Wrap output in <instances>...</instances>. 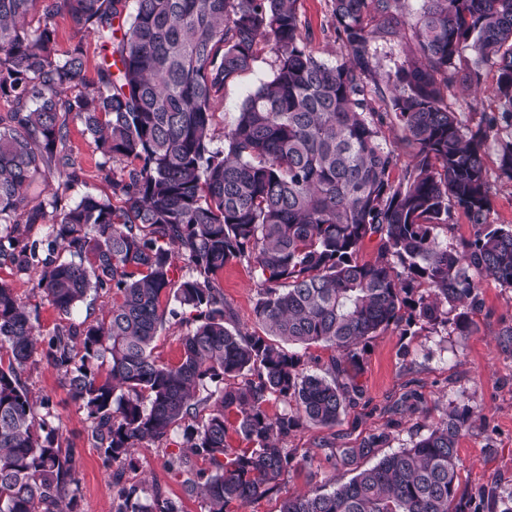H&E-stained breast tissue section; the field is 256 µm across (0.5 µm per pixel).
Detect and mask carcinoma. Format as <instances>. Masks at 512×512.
I'll use <instances>...</instances> for the list:
<instances>
[{
  "label": "carcinoma",
  "mask_w": 512,
  "mask_h": 512,
  "mask_svg": "<svg viewBox=\"0 0 512 512\" xmlns=\"http://www.w3.org/2000/svg\"><path fill=\"white\" fill-rule=\"evenodd\" d=\"M297 3L0 0V268L64 317L42 333L0 282V512H78L81 449L22 380L39 363L86 412L114 512H184L124 480L139 449L164 444L185 497L226 512L279 486L295 464L288 436L335 426L360 398V345L419 322L467 336L482 281L512 289V226L491 220L485 166L493 146L512 181V0H331L333 62L310 48ZM372 14L388 36L411 32L383 87ZM61 15L103 53L90 91L82 46L59 47ZM262 42L272 75L215 148L224 89ZM486 68L498 110L473 130L450 97L480 89ZM76 119L110 198L68 203L85 176ZM456 211L474 233L450 247ZM372 237L378 256L361 263ZM234 262L257 274L261 334L232 324L222 280ZM100 296L112 297L105 315L75 316ZM172 319L182 355L162 364L153 350ZM317 343L337 352L324 376L288 351ZM272 399L285 406L273 416ZM471 424L468 409L447 410L411 446L280 512H464L458 443ZM231 431L247 447L230 448ZM380 442L340 449L343 463Z\"/></svg>",
  "instance_id": "cac0c4a2"
}]
</instances>
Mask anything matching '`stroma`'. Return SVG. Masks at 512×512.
<instances>
[{
  "instance_id": "1",
  "label": "stroma",
  "mask_w": 512,
  "mask_h": 512,
  "mask_svg": "<svg viewBox=\"0 0 512 512\" xmlns=\"http://www.w3.org/2000/svg\"><path fill=\"white\" fill-rule=\"evenodd\" d=\"M299 9L314 52L334 60L338 44L330 27V0H299ZM257 55L254 67L224 90V102L215 119V144H222L224 129L233 124L248 92L272 72L274 58L267 47L258 46ZM71 143L85 166V180L72 190V200L87 193L111 194V187L98 176L101 156L76 122L71 125ZM1 281L37 308L42 331L52 330L60 322L58 311L33 290L30 281L5 268L0 269ZM223 285L236 322L257 330L254 272L247 265L230 264L224 269ZM481 293L483 306L472 315L470 335L416 324L392 327L369 339L360 355L361 399L346 409L334 427L308 426L289 436L285 445L295 454L297 466L276 490L254 500L244 512H279L289 495L320 489L332 477L349 479L356 467L374 464L376 456L410 446L428 433L444 409L454 407L470 409L474 421L459 440V488L466 499V512H492L489 488H496L501 498L511 497L512 348L503 346L500 333L512 327V290L487 281ZM25 379L33 394L51 398L64 435L82 450L79 512H113L111 471L90 445L85 413L70 399L53 369L38 366L30 369ZM377 435L383 441L375 456L345 465L333 454L334 449L356 448ZM166 454L163 448L139 449L136 469L125 475L127 483L157 486L169 497L180 498L179 482L165 466Z\"/></svg>"
}]
</instances>
